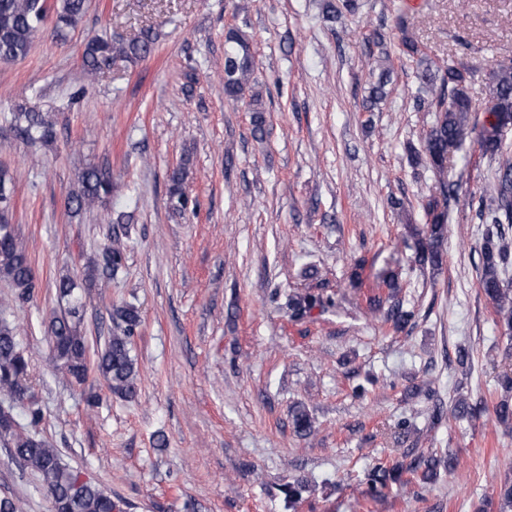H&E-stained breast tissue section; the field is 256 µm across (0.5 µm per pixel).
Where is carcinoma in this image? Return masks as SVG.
I'll use <instances>...</instances> for the list:
<instances>
[{
	"mask_svg": "<svg viewBox=\"0 0 512 512\" xmlns=\"http://www.w3.org/2000/svg\"><path fill=\"white\" fill-rule=\"evenodd\" d=\"M360 0H327L326 16L339 19L345 13L354 14ZM87 9V0H0V60L16 61L30 52L37 32L46 21L53 20V32L60 41L66 40L67 30L77 26ZM157 34L144 28L126 40L111 41L103 37L88 39L81 61L84 73L91 77L110 67L120 58L131 63L143 61L154 51ZM368 41L376 48L368 60L377 79L364 102L368 112L374 111L387 96L386 86L390 73V52L382 34L374 31ZM403 54L417 59L420 71L419 103L435 113L434 122L422 137V149L409 151V162L415 169L423 167L432 172L441 188H446L448 165L452 154L470 137L475 127L470 125V114L476 111L467 92L466 76L455 66L430 60L422 47L408 36H403ZM255 85L254 57L246 36L230 31L224 48V94L234 100L250 97L249 106L255 112L253 131L263 133V107ZM489 99L484 112L486 126L479 136L482 154L495 157L502 153L503 133L512 128V58H503L489 76ZM10 130L32 143L48 144L55 139L53 122L41 112L18 103L14 107ZM184 173L180 169L169 176L167 193L168 209L182 213L189 209L190 200L182 184ZM112 198V177L95 165L85 167L78 176V188L66 199V208L80 213L102 205ZM13 208V179L8 170L0 168V278L13 288L12 302H27L40 287L31 259L20 246L14 225L11 224ZM422 208L426 222L418 234L425 242L418 244L415 261L421 265L439 267L443 264V244L448 233V207L435 196H427ZM487 224L480 245L482 273L480 286L492 303L505 334L512 335V280L506 273L512 267V251L505 244L512 231V164L506 163L498 170L494 205L480 213ZM125 256L119 249L106 248L86 266L82 282L65 275L56 283L57 294L66 302L63 314L49 324V341L55 372L72 385L84 383L88 371V346L81 330L85 302L79 290L94 288L112 281L124 265ZM387 296L375 294L367 298L370 310L385 309V321L394 330L402 332L414 318V312L404 308L398 298V277L394 272L380 276ZM335 305V298L322 292L306 293L288 298L291 318L300 319L316 307L323 310ZM112 322L117 326L112 336L104 341L97 354L96 370L108 390L124 398L137 392L138 369L131 354V340L141 325L138 308L125 303L112 308ZM501 388L505 393L493 409L498 423L512 424V377L504 375ZM23 408L27 423L18 420L17 408ZM486 412L482 403H471L464 398L456 400L453 416L480 418ZM41 408L29 383V363L15 339V328L5 317L0 319V442L12 460L38 475L42 486L52 500L53 512H116L119 505L99 486L90 481H80V473L62 464L58 453L40 435L38 425ZM292 425L300 436L312 433V422L307 410L297 407L292 411ZM448 473L457 471L459 462L450 455L442 459L422 453L404 466L378 465L367 474L369 491L374 496L385 494L393 483L406 487L409 481L401 480L408 472L412 479L425 484L437 476L439 467ZM308 488V480L296 478L281 485L286 508L294 507Z\"/></svg>",
	"mask_w": 512,
	"mask_h": 512,
	"instance_id": "cac0c4a2",
	"label": "carcinoma"
}]
</instances>
